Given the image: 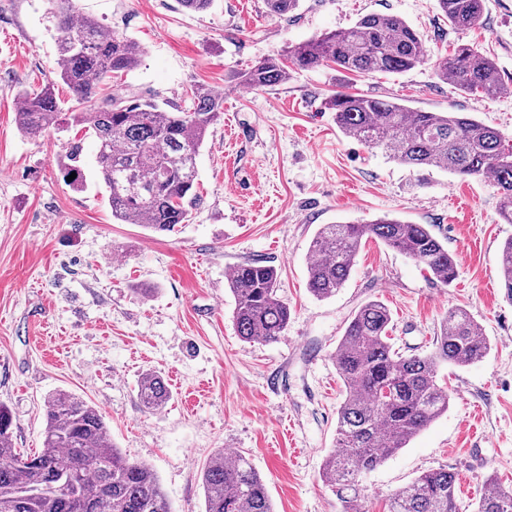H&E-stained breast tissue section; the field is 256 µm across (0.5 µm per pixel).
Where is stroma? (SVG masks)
Returning a JSON list of instances; mask_svg holds the SVG:
<instances>
[{
  "instance_id": "stroma-1",
  "label": "stroma",
  "mask_w": 512,
  "mask_h": 512,
  "mask_svg": "<svg viewBox=\"0 0 512 512\" xmlns=\"http://www.w3.org/2000/svg\"><path fill=\"white\" fill-rule=\"evenodd\" d=\"M55 8L0 0V403L13 415L14 447L39 451L44 398L65 391L103 414L129 460L157 473L171 512H205L200 468L220 450L250 459L275 512H342L320 477L344 398L333 353L352 313L379 300L403 355L429 353L457 307L492 349L481 362L442 368L447 412L364 477L366 512H383L392 493L430 470L456 474L462 512H472L487 476L512 488V301L499 265L512 224L499 217L500 190L488 177L401 166L345 137L329 106L350 91L467 112L512 144V0H484L483 25L465 34L438 0H300L281 17L265 0H213L200 13L177 0H75L77 15L144 50L113 77V92L167 110L190 109L199 88L224 99L197 158L191 219L169 234L113 220L97 144L80 127L38 137L19 129L21 93L55 77ZM370 13L404 19L428 62L376 77L296 70L272 89L242 83L258 61L286 59L289 48ZM464 41L495 62L498 96L463 93L437 75L435 60ZM73 145L85 175L78 189L63 176ZM384 215L428 225L456 258L455 280L442 286L370 240L344 288L312 296L308 248L319 226ZM249 262L277 270L290 311L271 344L241 341L232 322L226 277ZM149 370L170 391L153 413L136 399Z\"/></svg>"
}]
</instances>
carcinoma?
<instances>
[{
  "label": "carcinoma",
  "mask_w": 512,
  "mask_h": 512,
  "mask_svg": "<svg viewBox=\"0 0 512 512\" xmlns=\"http://www.w3.org/2000/svg\"><path fill=\"white\" fill-rule=\"evenodd\" d=\"M484 0H438L448 23L464 32L481 24ZM268 11L285 15L299 0H266ZM56 73L70 90L71 123L95 137L99 174L112 218L170 233L191 218L197 156L210 125L224 112V99L209 89L194 92L187 111L165 110L136 96L99 97L108 76L133 69L143 54L130 38L105 31L98 21L75 16L73 0H58ZM417 33L400 17L372 13L354 26L310 39L288 51V62L264 59L244 74L263 89L286 82L290 70L335 65L356 76L390 75L425 62ZM437 74L459 90L495 96L503 82L494 62L460 44L438 60ZM342 133L378 148L408 168H437L460 177L491 176L501 192L500 216L512 224V145L465 112H423L392 100L338 91L331 99ZM61 106L47 85L23 93L17 123L35 137L60 125ZM375 239L417 263L440 284L456 276V259L424 224L383 216L368 224H323L309 246L307 289L329 298L348 280L362 242ZM502 287L512 301V238L500 254ZM234 299L232 321L246 343L277 341L288 326V306L278 295V273L248 263L227 278ZM390 309L372 300L354 313L333 358L346 394L338 409L337 450L322 464L321 478L336 492L343 512H362L364 476L406 447L425 427L448 412L450 396L439 384L440 368L484 359L490 342L471 313L448 312L434 348L403 356L392 346ZM170 397L154 372L141 376L137 398L147 412ZM12 414L0 404V512H171L153 469L126 458L112 442L102 414L68 392L45 398L43 446L33 455L12 448ZM205 512H274L264 480L242 453L219 451L200 471ZM457 477L426 472L391 495L388 512H460ZM474 512H512V490L490 478Z\"/></svg>",
  "instance_id": "obj_1"
}]
</instances>
